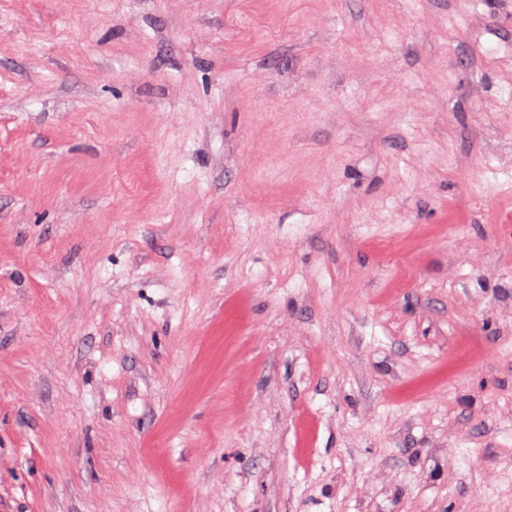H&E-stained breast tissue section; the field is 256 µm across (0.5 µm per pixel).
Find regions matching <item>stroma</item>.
I'll return each instance as SVG.
<instances>
[{
	"label": "stroma",
	"mask_w": 512,
	"mask_h": 512,
	"mask_svg": "<svg viewBox=\"0 0 512 512\" xmlns=\"http://www.w3.org/2000/svg\"><path fill=\"white\" fill-rule=\"evenodd\" d=\"M0 512H512V0H0Z\"/></svg>",
	"instance_id": "35a3bbf8"
}]
</instances>
